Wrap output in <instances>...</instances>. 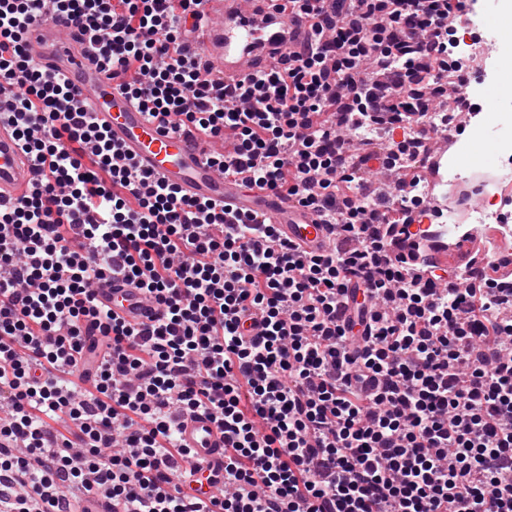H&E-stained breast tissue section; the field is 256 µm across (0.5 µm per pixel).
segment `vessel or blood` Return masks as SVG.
Masks as SVG:
<instances>
[{
    "label": "vessel or blood",
    "instance_id": "obj_1",
    "mask_svg": "<svg viewBox=\"0 0 512 512\" xmlns=\"http://www.w3.org/2000/svg\"><path fill=\"white\" fill-rule=\"evenodd\" d=\"M207 16H222L219 27H205L198 41L210 78L238 81L268 70L274 58L292 48L287 14L269 9L268 0H203ZM27 45L47 69L66 75L97 123L109 134L120 161L151 172L182 194L232 209L257 211L276 224L281 237L310 253L324 252L331 237L310 210L281 196L246 189L241 182L219 174L211 163L213 146L186 133H177L150 121L109 80L92 50L89 38L67 25L50 9H42L27 30ZM32 165L23 154L15 128L0 124V200L29 194ZM494 224H448L431 231L428 262L454 266L469 259L473 242L493 226L507 227L512 213H496ZM96 307L132 325L150 324L162 314L139 289L104 278L93 294ZM179 437L190 451L186 468L209 467L215 479L224 477V431L210 416L190 414L180 421Z\"/></svg>",
    "mask_w": 512,
    "mask_h": 512
}]
</instances>
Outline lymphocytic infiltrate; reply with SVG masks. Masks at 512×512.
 Instances as JSON below:
<instances>
[{
	"label": "lymphocytic infiltrate",
	"mask_w": 512,
	"mask_h": 512,
	"mask_svg": "<svg viewBox=\"0 0 512 512\" xmlns=\"http://www.w3.org/2000/svg\"><path fill=\"white\" fill-rule=\"evenodd\" d=\"M89 33L150 119L234 153L215 168L332 225H275L131 164L31 56L44 6ZM305 35L274 69L200 78L202 0H0V119L33 161L0 204V512H512V287L392 254L415 203L363 179L424 164L468 0H280ZM112 275L163 306L95 310ZM224 430V491H187L180 415Z\"/></svg>",
	"instance_id": "1"
}]
</instances>
